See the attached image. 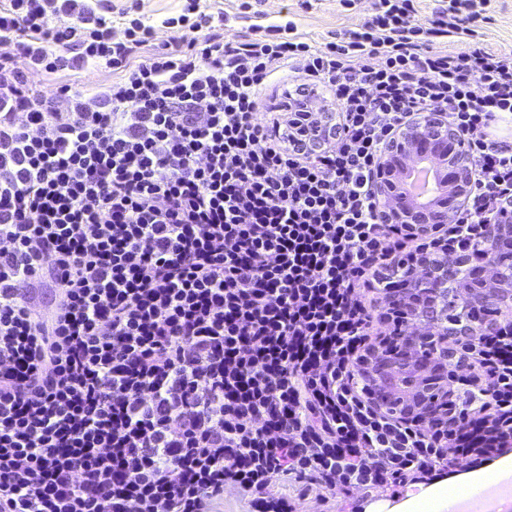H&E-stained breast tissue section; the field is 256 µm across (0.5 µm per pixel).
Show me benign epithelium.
Masks as SVG:
<instances>
[{
  "label": "benign epithelium",
  "mask_w": 512,
  "mask_h": 512,
  "mask_svg": "<svg viewBox=\"0 0 512 512\" xmlns=\"http://www.w3.org/2000/svg\"><path fill=\"white\" fill-rule=\"evenodd\" d=\"M433 155L444 160L447 190L428 203L412 201L402 192L400 181L406 169L417 159ZM474 182L468 163V150L456 126L448 122L443 112H425L408 123L385 149L376 174V193L381 199V215L387 224H447L461 202L468 196ZM512 235V213L500 225L495 246L487 254L494 269H499V246ZM447 269L428 271L424 277L414 279L410 287L426 294L438 287ZM478 299L493 305L512 301V289L492 287L489 280L467 289L464 300Z\"/></svg>",
  "instance_id": "benign-epithelium-1"
}]
</instances>
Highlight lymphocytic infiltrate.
Returning <instances> with one entry per match:
<instances>
[{"label": "lymphocytic infiltrate", "mask_w": 512, "mask_h": 512, "mask_svg": "<svg viewBox=\"0 0 512 512\" xmlns=\"http://www.w3.org/2000/svg\"><path fill=\"white\" fill-rule=\"evenodd\" d=\"M434 2L318 43L290 20L228 41L185 0L171 49L140 0H0V512H305L512 452V317L442 366L403 286L512 200L492 0ZM89 67L114 74L90 97L28 79ZM425 111L468 145V204L384 223L381 153Z\"/></svg>", "instance_id": "lymphocytic-infiltrate-1"}]
</instances>
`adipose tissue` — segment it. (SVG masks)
<instances>
[{"label": "adipose tissue", "mask_w": 512, "mask_h": 512, "mask_svg": "<svg viewBox=\"0 0 512 512\" xmlns=\"http://www.w3.org/2000/svg\"><path fill=\"white\" fill-rule=\"evenodd\" d=\"M493 473H512V455L474 470L413 485L399 502L377 501L368 505L365 512H448L460 497L473 500L484 496L489 489L487 477Z\"/></svg>", "instance_id": "obj_1"}]
</instances>
